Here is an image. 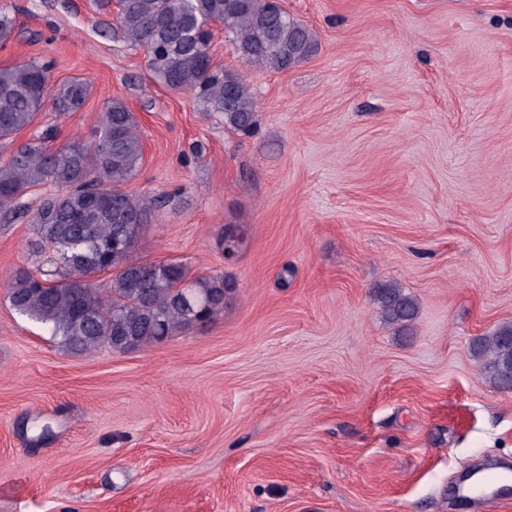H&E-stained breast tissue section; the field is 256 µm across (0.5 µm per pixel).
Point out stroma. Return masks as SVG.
<instances>
[{
  "label": "stroma",
  "mask_w": 512,
  "mask_h": 512,
  "mask_svg": "<svg viewBox=\"0 0 512 512\" xmlns=\"http://www.w3.org/2000/svg\"><path fill=\"white\" fill-rule=\"evenodd\" d=\"M5 2L0 66L90 84L15 144L89 138L122 99L144 141L126 188L163 199L132 259L236 288L207 324L75 353L7 298L47 189L0 218V512H512V491L453 494L512 463V390L471 352L512 322V0H282L318 43L285 72L216 27L248 135L155 78L93 0ZM384 282L416 298L413 335L373 304Z\"/></svg>",
  "instance_id": "obj_1"
}]
</instances>
